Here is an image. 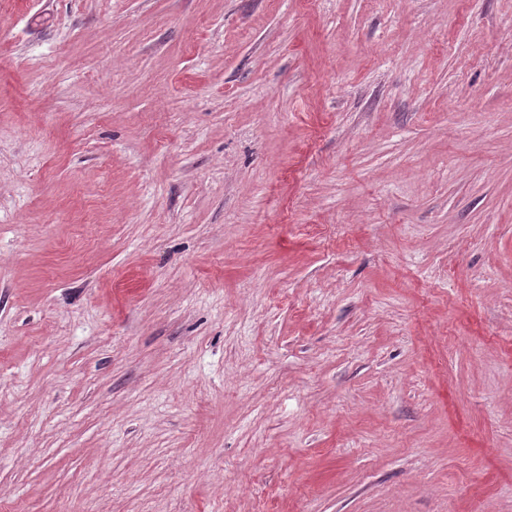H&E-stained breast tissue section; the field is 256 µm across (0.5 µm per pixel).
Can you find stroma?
Returning <instances> with one entry per match:
<instances>
[{"mask_svg": "<svg viewBox=\"0 0 512 512\" xmlns=\"http://www.w3.org/2000/svg\"><path fill=\"white\" fill-rule=\"evenodd\" d=\"M0 512H512V0H0Z\"/></svg>", "mask_w": 512, "mask_h": 512, "instance_id": "stroma-1", "label": "stroma"}]
</instances>
